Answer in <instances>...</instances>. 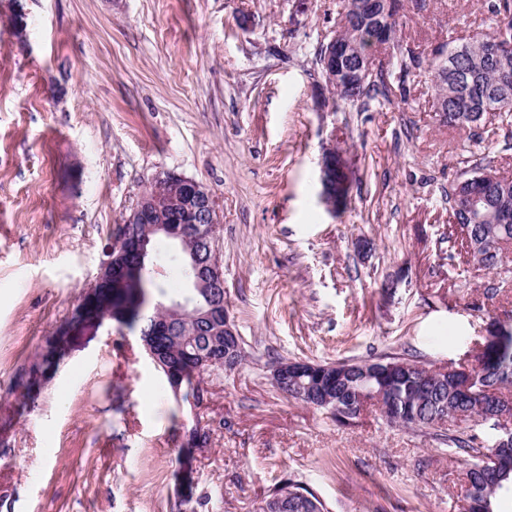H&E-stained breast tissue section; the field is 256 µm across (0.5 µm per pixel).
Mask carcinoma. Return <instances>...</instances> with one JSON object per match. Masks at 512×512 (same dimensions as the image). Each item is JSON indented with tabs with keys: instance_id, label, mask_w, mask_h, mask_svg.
<instances>
[{
	"instance_id": "carcinoma-1",
	"label": "carcinoma",
	"mask_w": 512,
	"mask_h": 512,
	"mask_svg": "<svg viewBox=\"0 0 512 512\" xmlns=\"http://www.w3.org/2000/svg\"><path fill=\"white\" fill-rule=\"evenodd\" d=\"M493 16L490 30L480 37L470 40L466 46L438 44L431 49V61L415 53L413 49L398 40L396 29L388 30L392 41V51L379 61L375 74L355 90L342 95L350 105H366L378 98L387 101L398 94L407 93V82L412 76L427 70L431 72L432 96L445 101L448 112L459 114L454 127L472 131L473 141L482 140L479 128L487 124V114L499 112L512 114V54L498 58L488 53V45L501 35V23L508 21L512 26V0H493L489 4ZM336 30L353 42L359 41L364 33L371 32L370 25L356 26L350 13L336 23ZM463 166L457 171L455 182L448 187V242H461L470 250V256L478 267L495 271L508 259V247L512 245V223H497L496 213L512 209V197L492 193L488 198V210L493 212L482 224L459 225L458 212L454 204L456 183L477 176L491 166V160L482 152L466 150ZM187 292L183 288L177 293L167 291L164 285L153 276H148V285L142 286L135 280L125 281L119 288L98 289L97 301L93 307L95 314L109 311L125 315V325L144 333L152 329L153 320L160 307L179 298ZM495 341L491 342L484 356L488 364L477 373L474 387L500 385L512 387V327L496 325ZM148 340L159 355L160 364L156 369L183 363L182 357L188 354H203L209 346V337L197 331L194 323L182 325L179 336H150ZM243 345H237L231 361L214 364L204 370L208 374L232 371L244 360ZM389 365L391 374L385 376L381 384L386 386L381 411L392 423L406 428L431 429L443 425L445 420L460 418V421H484L492 407L483 405L480 392L468 396L458 390L457 377L452 373L435 380L429 377L433 370L418 361L401 357H379L365 361H343L319 363V378L302 380V384L288 390V396L307 403L301 390L313 383L316 389H323L333 397L324 405L311 402V406L329 412L339 424L357 419L350 409L351 389L360 386L365 377H374L378 368ZM182 399L199 405L207 399L208 390L203 385V376L186 377L181 381ZM440 439L460 450L477 452V436L466 438L454 434H442ZM490 456L475 457L471 467V484L465 487L464 502L475 500L478 512H496L500 498L512 494V446L500 448L489 445ZM288 491V498L282 501L277 512H324L319 498L307 487L299 483H285L277 487L269 496L274 499L279 493Z\"/></svg>"
}]
</instances>
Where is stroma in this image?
Masks as SVG:
<instances>
[{"mask_svg":"<svg viewBox=\"0 0 512 512\" xmlns=\"http://www.w3.org/2000/svg\"><path fill=\"white\" fill-rule=\"evenodd\" d=\"M348 0H22L0 14V512H256L283 482L324 512H459L470 454L369 407L300 404L272 363L413 356L468 363L512 326V271L448 248L445 194L469 132L438 123L428 75L406 98L318 107L320 42ZM486 0H408L417 50L478 36ZM248 14L251 28L238 19ZM354 176L320 201L330 135ZM218 200L224 299L246 357L176 399L135 331L70 324L116 225L157 174ZM68 328L55 366L41 354ZM197 425L191 502L179 449Z\"/></svg>","mask_w":512,"mask_h":512,"instance_id":"1","label":"stroma"}]
</instances>
